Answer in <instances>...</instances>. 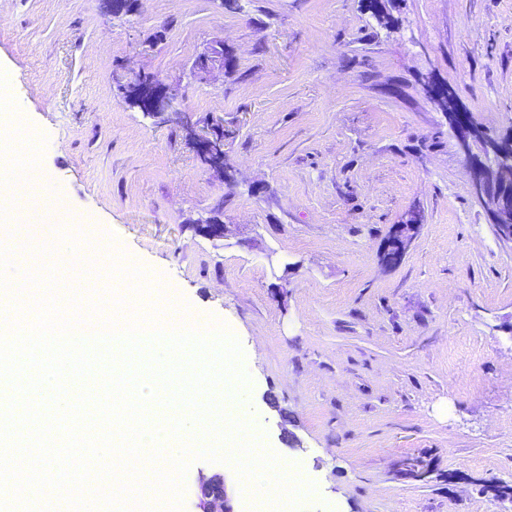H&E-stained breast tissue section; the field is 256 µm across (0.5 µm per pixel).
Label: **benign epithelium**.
<instances>
[{
	"label": "benign epithelium",
	"instance_id": "1",
	"mask_svg": "<svg viewBox=\"0 0 512 512\" xmlns=\"http://www.w3.org/2000/svg\"><path fill=\"white\" fill-rule=\"evenodd\" d=\"M215 69H224V42L222 41L207 44L193 64L194 76L200 80L206 79ZM118 91L126 102L138 107L150 117H165L169 121L182 122L181 112L175 107L180 94L174 85L165 84L149 73L139 72L118 82ZM445 116L448 119V126L455 135L459 150L469 159L473 193L483 202L491 200L490 223L496 225L512 222V196L499 194L483 179L482 160L472 155V146L476 142L484 144L483 155L485 156L496 149V144L486 139L478 126L464 121L460 111H448ZM185 130L200 158L208 167L222 164L224 130L215 128L210 132L199 134L189 124L185 125ZM417 228L416 224L391 225L381 250L382 260L389 265L399 262L408 252ZM194 494L198 500L197 507L200 512H233L229 504L226 478L222 473H199Z\"/></svg>",
	"mask_w": 512,
	"mask_h": 512
}]
</instances>
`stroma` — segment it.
<instances>
[{
	"instance_id": "stroma-1",
	"label": "stroma",
	"mask_w": 512,
	"mask_h": 512,
	"mask_svg": "<svg viewBox=\"0 0 512 512\" xmlns=\"http://www.w3.org/2000/svg\"><path fill=\"white\" fill-rule=\"evenodd\" d=\"M0 0V69L38 165L113 246L239 340L262 448L315 486L303 512H512V243L498 240L433 98L512 128V0ZM164 28L156 42L152 34ZM230 60L206 80L198 53ZM224 131L234 184L118 94L139 71ZM404 259L380 260L409 210ZM218 215L227 239L193 221ZM197 460L183 484L196 512ZM224 70V44L220 41L207 44L193 64L194 76L205 80L215 70Z\"/></svg>"
}]
</instances>
